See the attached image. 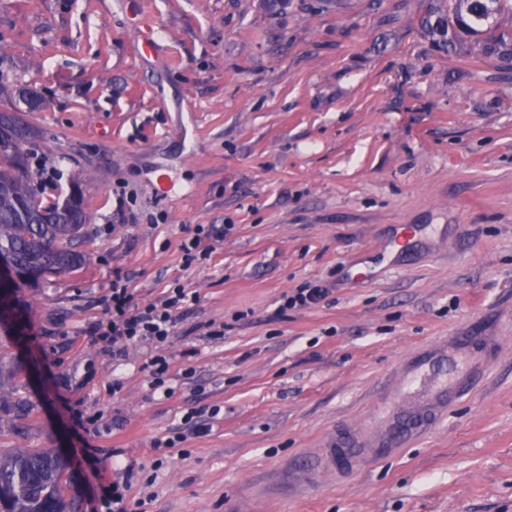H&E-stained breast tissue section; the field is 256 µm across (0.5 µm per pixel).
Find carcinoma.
I'll use <instances>...</instances> for the list:
<instances>
[{"mask_svg":"<svg viewBox=\"0 0 512 512\" xmlns=\"http://www.w3.org/2000/svg\"><path fill=\"white\" fill-rule=\"evenodd\" d=\"M505 9L512 11V0H448L447 13L427 25L442 39L452 26L474 34L492 28ZM2 132L7 139H0V254L23 273L77 267L82 255L73 241L88 220L84 199H40L28 176L36 131L20 113L0 111ZM20 376L19 365L0 356V389ZM29 412L27 402L6 405L0 400V427L19 428ZM68 469V460L51 448L0 450V506L6 512H80L79 495L62 494Z\"/></svg>","mask_w":512,"mask_h":512,"instance_id":"1","label":"carcinoma"}]
</instances>
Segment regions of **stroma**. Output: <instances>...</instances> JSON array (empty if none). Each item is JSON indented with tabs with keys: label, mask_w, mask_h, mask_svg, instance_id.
Here are the masks:
<instances>
[{
	"label": "stroma",
	"mask_w": 512,
	"mask_h": 512,
	"mask_svg": "<svg viewBox=\"0 0 512 512\" xmlns=\"http://www.w3.org/2000/svg\"><path fill=\"white\" fill-rule=\"evenodd\" d=\"M158 29L142 58L131 5ZM439 0H0V110L35 127L38 158L90 216L85 260L18 292L13 357L35 365L27 440L56 448L93 512L130 464L140 512H512V57L427 25ZM40 96L28 111L20 92ZM168 188H160L159 175ZM133 196L134 219L112 190ZM231 225L187 268L183 229ZM417 230L406 248L402 226ZM138 303L197 293L154 392L148 346L113 360L88 329L113 270ZM315 281L311 308L276 316ZM445 344L429 382L470 352L469 391L398 453L323 468L401 365ZM123 387L113 392V379ZM219 407L174 448L160 440ZM102 413L99 467L75 454L70 410ZM318 474L302 486L299 471ZM329 293L328 288L320 284L306 283L291 293H284L276 309L277 316H283L288 310L304 309L316 305Z\"/></svg>",
	"instance_id": "1"
}]
</instances>
